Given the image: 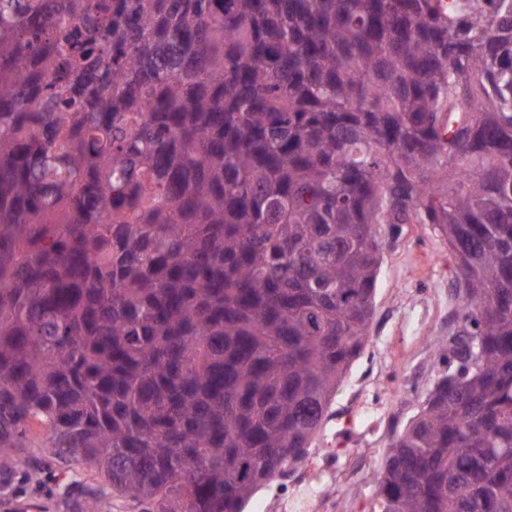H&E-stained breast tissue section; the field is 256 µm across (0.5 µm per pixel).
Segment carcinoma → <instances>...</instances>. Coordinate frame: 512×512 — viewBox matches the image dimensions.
<instances>
[{"label":"carcinoma","mask_w":512,"mask_h":512,"mask_svg":"<svg viewBox=\"0 0 512 512\" xmlns=\"http://www.w3.org/2000/svg\"><path fill=\"white\" fill-rule=\"evenodd\" d=\"M430 224L456 379L380 512H512V0H0V472L243 512Z\"/></svg>","instance_id":"obj_1"}]
</instances>
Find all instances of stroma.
Masks as SVG:
<instances>
[{
    "mask_svg": "<svg viewBox=\"0 0 512 512\" xmlns=\"http://www.w3.org/2000/svg\"><path fill=\"white\" fill-rule=\"evenodd\" d=\"M447 243L427 224L404 225L387 243L367 345L337 391L308 456L259 488L244 512H376L377 482L394 436L423 407L447 368L460 300ZM0 512H80L94 493L102 512L130 501L83 466L45 459L0 474Z\"/></svg>",
    "mask_w": 512,
    "mask_h": 512,
    "instance_id": "1",
    "label": "stroma"
}]
</instances>
